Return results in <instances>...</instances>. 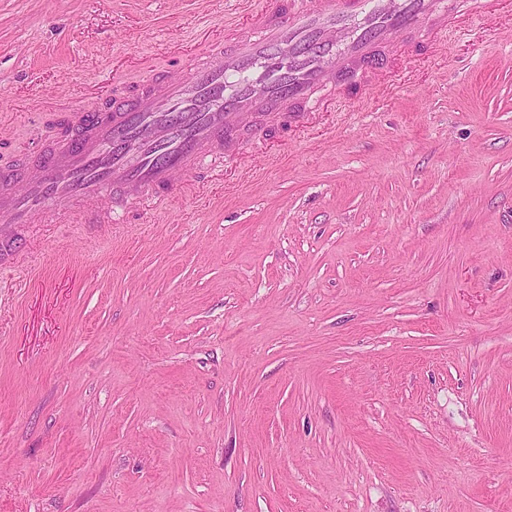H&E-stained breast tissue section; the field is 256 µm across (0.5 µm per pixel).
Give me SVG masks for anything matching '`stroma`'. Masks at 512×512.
<instances>
[{
    "instance_id": "obj_1",
    "label": "stroma",
    "mask_w": 512,
    "mask_h": 512,
    "mask_svg": "<svg viewBox=\"0 0 512 512\" xmlns=\"http://www.w3.org/2000/svg\"><path fill=\"white\" fill-rule=\"evenodd\" d=\"M239 0H0L26 174ZM169 206L0 261V512H512V0Z\"/></svg>"
}]
</instances>
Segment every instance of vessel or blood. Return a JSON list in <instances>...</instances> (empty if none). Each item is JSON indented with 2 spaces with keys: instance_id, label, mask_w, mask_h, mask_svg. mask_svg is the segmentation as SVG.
<instances>
[{
  "instance_id": "vessel-or-blood-1",
  "label": "vessel or blood",
  "mask_w": 512,
  "mask_h": 512,
  "mask_svg": "<svg viewBox=\"0 0 512 512\" xmlns=\"http://www.w3.org/2000/svg\"><path fill=\"white\" fill-rule=\"evenodd\" d=\"M447 28V0H286L279 11L251 13L181 76L148 77L94 114L73 113L70 134L23 179L0 171L9 188L0 227L22 228L54 208L110 224L131 204H166L177 176L223 166L243 150L244 132L381 86L369 58L394 33L430 43Z\"/></svg>"
}]
</instances>
